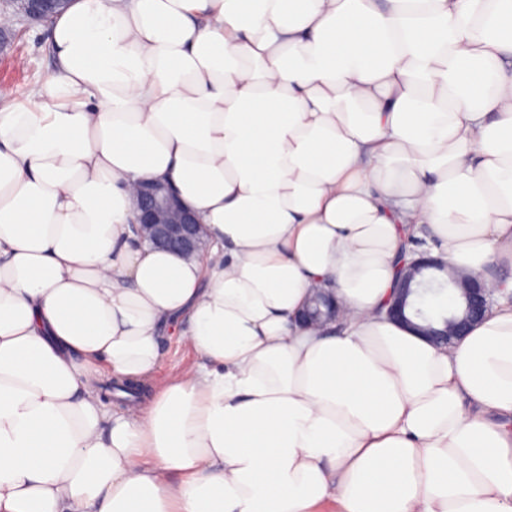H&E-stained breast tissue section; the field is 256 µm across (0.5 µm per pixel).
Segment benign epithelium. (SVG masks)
<instances>
[{"instance_id":"7a95c632","label":"benign epithelium","mask_w":512,"mask_h":512,"mask_svg":"<svg viewBox=\"0 0 512 512\" xmlns=\"http://www.w3.org/2000/svg\"><path fill=\"white\" fill-rule=\"evenodd\" d=\"M25 17L44 21L64 0H21ZM135 220L138 231L144 233L156 247L176 253H190L199 247L200 224L197 216L165 186L149 182L142 186L136 205ZM448 267V261L426 252L404 263L403 272L395 284L386 315L427 337L435 345L449 347L468 334L472 325L481 320L495 304L493 292L479 278L468 280L461 296L448 290V310L456 312L443 328L421 326L412 321L410 307L413 300L428 290V281L420 278L425 271ZM315 307H309L304 317L318 321L338 316V305L329 293L317 289Z\"/></svg>"}]
</instances>
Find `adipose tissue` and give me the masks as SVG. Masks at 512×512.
Returning <instances> with one entry per match:
<instances>
[{"label": "adipose tissue", "instance_id": "1", "mask_svg": "<svg viewBox=\"0 0 512 512\" xmlns=\"http://www.w3.org/2000/svg\"><path fill=\"white\" fill-rule=\"evenodd\" d=\"M50 41L0 109V512H512V304L386 316L421 228L512 291V0H72ZM155 179L205 254L133 234ZM168 336L198 363L104 411ZM318 298L314 308L308 307L304 312V317L309 321H319L321 317L331 320L338 316V305L333 302L329 293L321 288H317ZM323 306L324 309H321Z\"/></svg>", "mask_w": 512, "mask_h": 512}]
</instances>
